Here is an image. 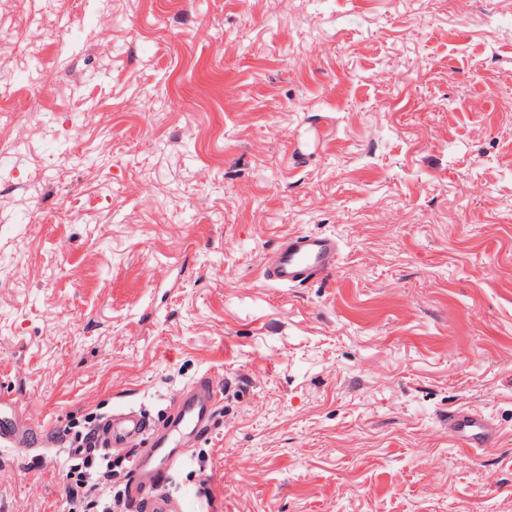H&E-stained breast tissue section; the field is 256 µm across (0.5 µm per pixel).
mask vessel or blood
<instances>
[{
    "instance_id": "obj_1",
    "label": "vessel or blood",
    "mask_w": 512,
    "mask_h": 512,
    "mask_svg": "<svg viewBox=\"0 0 512 512\" xmlns=\"http://www.w3.org/2000/svg\"><path fill=\"white\" fill-rule=\"evenodd\" d=\"M340 245L335 237L302 234L289 237L265 263V278L281 286H295L335 269ZM217 401L213 380L201 378L180 391L168 408V426L158 432L140 412L131 407L113 410L101 422L99 445L114 451L138 440L147 445L139 451V480L130 490L133 498L148 497L150 512H177V504L165 486L173 470L187 454L185 441L207 432ZM448 428L457 433L463 448H489L497 437L495 423L478 410L453 408ZM56 436L41 424L21 418L19 401L0 397V446L31 451L57 446Z\"/></svg>"
}]
</instances>
